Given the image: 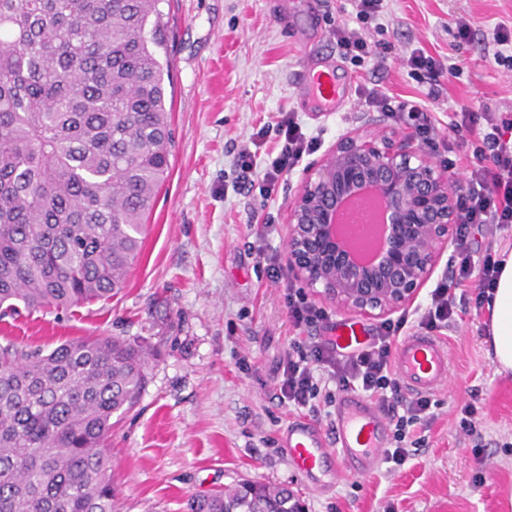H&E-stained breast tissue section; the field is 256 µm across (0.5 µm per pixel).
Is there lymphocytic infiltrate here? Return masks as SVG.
Instances as JSON below:
<instances>
[{
  "instance_id": "1",
  "label": "lymphocytic infiltrate",
  "mask_w": 512,
  "mask_h": 512,
  "mask_svg": "<svg viewBox=\"0 0 512 512\" xmlns=\"http://www.w3.org/2000/svg\"><path fill=\"white\" fill-rule=\"evenodd\" d=\"M363 96L370 107L412 125L420 137H430L433 127L420 99L395 103L369 89ZM448 130L460 136V145L470 156L467 182L457 189V236L449 277L435 284L417 320L418 328L431 335L447 330L454 313L466 311L471 303H483L498 277L493 254L479 256L473 251L472 227H512V120L465 107L450 117ZM275 133L279 150L268 157L261 178L260 190L267 196L318 145L317 137L304 132L293 112L280 114ZM407 323L404 316L384 321L369 345L346 354L337 353L329 342L293 338L279 383L281 403L316 417L332 404L333 395L328 391L332 385L340 391H359L376 403L396 430L391 448L384 452V461L393 473L425 443V433L435 418L433 399L423 394L404 395L392 370L395 344Z\"/></svg>"
}]
</instances>
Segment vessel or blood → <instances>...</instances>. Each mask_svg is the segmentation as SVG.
Segmentation results:
<instances>
[{
  "mask_svg": "<svg viewBox=\"0 0 512 512\" xmlns=\"http://www.w3.org/2000/svg\"><path fill=\"white\" fill-rule=\"evenodd\" d=\"M304 66L311 79V93L319 99L323 111H339L349 92L333 67L313 59ZM333 342L337 349L349 350L363 344L356 323L342 324ZM395 369L401 387L412 394H432L448 384V346L439 337L412 332L403 336L395 353ZM386 417L377 406L360 394L343 393L329 429L315 421L296 417L289 421L283 437L286 458L294 471L315 489L335 482L339 473L328 470L331 460L342 461L358 474L377 468L386 444Z\"/></svg>",
  "mask_w": 512,
  "mask_h": 512,
  "instance_id": "1",
  "label": "vessel or blood"
}]
</instances>
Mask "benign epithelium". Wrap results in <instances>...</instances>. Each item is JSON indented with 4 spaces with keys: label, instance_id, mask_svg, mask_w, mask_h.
<instances>
[{
    "label": "benign epithelium",
    "instance_id": "benign-epithelium-1",
    "mask_svg": "<svg viewBox=\"0 0 512 512\" xmlns=\"http://www.w3.org/2000/svg\"><path fill=\"white\" fill-rule=\"evenodd\" d=\"M370 189L384 224L373 257L358 256L337 212ZM456 194L406 130L355 129L305 171L288 207V271L345 311L381 318L417 298L454 244Z\"/></svg>",
    "mask_w": 512,
    "mask_h": 512
}]
</instances>
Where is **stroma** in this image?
<instances>
[{
    "label": "stroma",
    "mask_w": 512,
    "mask_h": 512,
    "mask_svg": "<svg viewBox=\"0 0 512 512\" xmlns=\"http://www.w3.org/2000/svg\"><path fill=\"white\" fill-rule=\"evenodd\" d=\"M308 0H162L161 62L169 67L166 106L174 148L171 171L146 222L141 252L125 286L111 299L65 312L34 311L0 319V334L50 351L67 339L117 336L158 350L135 405L112 417L108 446L120 512H187L190 496L243 480L291 490L306 512H512V375L496 371L487 341L486 308L456 316L446 335L450 377L435 393L428 442L400 472L385 467L345 472L315 491L285 459L280 436L293 411L277 398L282 360L297 331L284 302L291 276L270 282L258 251L286 260L288 207L303 166L284 177L271 199L241 189V149L264 163L280 111L296 113L318 136L319 161L368 109L361 87L428 100L434 137L428 160L465 183L462 151L448 152V115L468 107L512 118V70L488 63L485 39L512 23V0H385L368 22L383 68L344 59L336 48L337 18L359 21L352 0H315L318 36L300 39L283 11L305 21ZM473 20L470 42L457 43L456 17ZM416 48L456 68L432 84L415 79L402 59ZM328 60L353 85L342 111H320L300 96L306 55ZM457 158L449 167V158ZM276 224L271 237L257 230ZM479 407L477 435L459 426L457 408Z\"/></svg>",
    "instance_id": "obj_1"
}]
</instances>
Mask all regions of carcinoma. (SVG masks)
<instances>
[{
    "mask_svg": "<svg viewBox=\"0 0 512 512\" xmlns=\"http://www.w3.org/2000/svg\"><path fill=\"white\" fill-rule=\"evenodd\" d=\"M162 0H0V317L123 287L171 170ZM153 350L111 336L0 344V512H118L106 441ZM189 512H303L242 482Z\"/></svg>",
    "mask_w": 512,
    "mask_h": 512,
    "instance_id": "cac0c4a2",
    "label": "carcinoma"
}]
</instances>
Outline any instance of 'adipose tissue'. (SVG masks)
<instances>
[{
    "label": "adipose tissue",
    "mask_w": 512,
    "mask_h": 512,
    "mask_svg": "<svg viewBox=\"0 0 512 512\" xmlns=\"http://www.w3.org/2000/svg\"><path fill=\"white\" fill-rule=\"evenodd\" d=\"M490 312V350L500 373L512 372V252L502 258L501 270L487 303Z\"/></svg>",
    "instance_id": "ef3b65f1"
}]
</instances>
